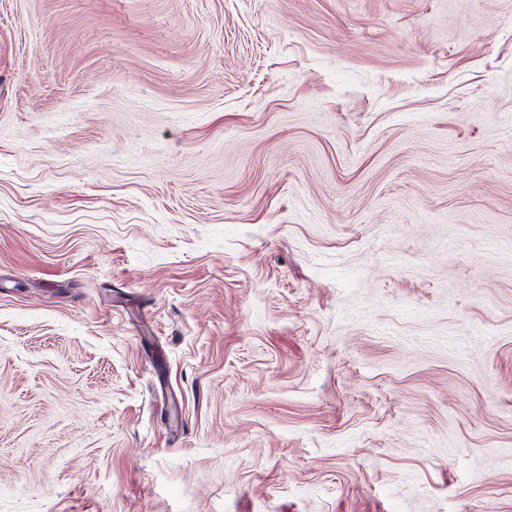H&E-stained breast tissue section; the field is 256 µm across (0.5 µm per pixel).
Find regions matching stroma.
<instances>
[{"label":"stroma","mask_w":512,"mask_h":512,"mask_svg":"<svg viewBox=\"0 0 512 512\" xmlns=\"http://www.w3.org/2000/svg\"><path fill=\"white\" fill-rule=\"evenodd\" d=\"M0 512H512V0H0Z\"/></svg>","instance_id":"1"}]
</instances>
